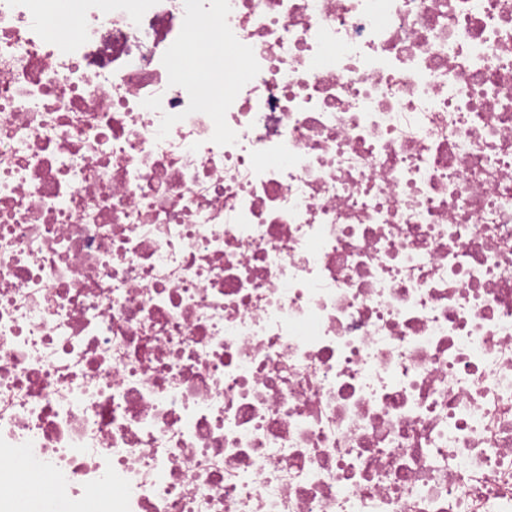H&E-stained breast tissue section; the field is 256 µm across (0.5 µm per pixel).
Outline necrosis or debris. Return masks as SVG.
<instances>
[{
  "instance_id": "necrosis-or-debris-1",
  "label": "necrosis or debris",
  "mask_w": 512,
  "mask_h": 512,
  "mask_svg": "<svg viewBox=\"0 0 512 512\" xmlns=\"http://www.w3.org/2000/svg\"><path fill=\"white\" fill-rule=\"evenodd\" d=\"M64 4L0 0V512H512V0Z\"/></svg>"
}]
</instances>
